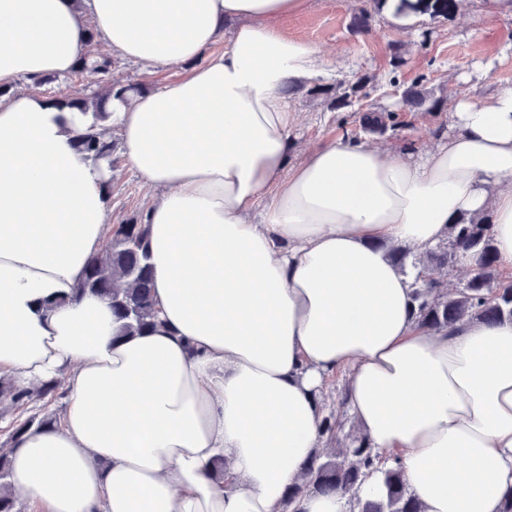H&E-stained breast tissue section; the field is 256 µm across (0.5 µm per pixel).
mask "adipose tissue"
Returning a JSON list of instances; mask_svg holds the SVG:
<instances>
[{
  "mask_svg": "<svg viewBox=\"0 0 512 512\" xmlns=\"http://www.w3.org/2000/svg\"><path fill=\"white\" fill-rule=\"evenodd\" d=\"M307 6L0 0V376L60 377L68 402L11 455L33 512H279L324 445L318 394L339 372L424 512H502L512 495V321L418 328L388 252L487 213L512 273V90L458 98L453 134L420 164L340 138L296 158L283 88L320 57L280 23ZM93 36L186 70L112 91L100 121L156 193L160 324L121 339L109 303L76 293L110 232L112 172L75 147L92 111L13 90L69 74Z\"/></svg>",
  "mask_w": 512,
  "mask_h": 512,
  "instance_id": "1",
  "label": "adipose tissue"
}]
</instances>
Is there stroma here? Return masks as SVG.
I'll return each mask as SVG.
<instances>
[{
	"label": "stroma",
	"mask_w": 512,
	"mask_h": 512,
	"mask_svg": "<svg viewBox=\"0 0 512 512\" xmlns=\"http://www.w3.org/2000/svg\"><path fill=\"white\" fill-rule=\"evenodd\" d=\"M357 0H310L303 13L282 23L289 35L319 49L325 84L371 79L365 107L394 112L393 129L374 134L363 129L359 113L335 112L320 97L302 93L290 96L298 114L292 131L299 154H306L337 137L362 143H386L409 150L421 160L431 147L445 142L452 132L448 112H403L401 93L415 81L444 102L466 95L484 98L512 89V16L487 19L477 0H468L454 16L426 8L386 17L382 5H372V33L363 35L351 25ZM401 65H394V55ZM180 67H159L145 73L135 63L113 59L111 76L150 89L183 75ZM108 76V77H111ZM108 77L89 72L52 77L41 87L44 96L57 89L83 98L102 92ZM110 216L120 223L143 213L148 204L139 177L123 161L122 150L113 153Z\"/></svg>",
	"instance_id": "stroma-1"
}]
</instances>
